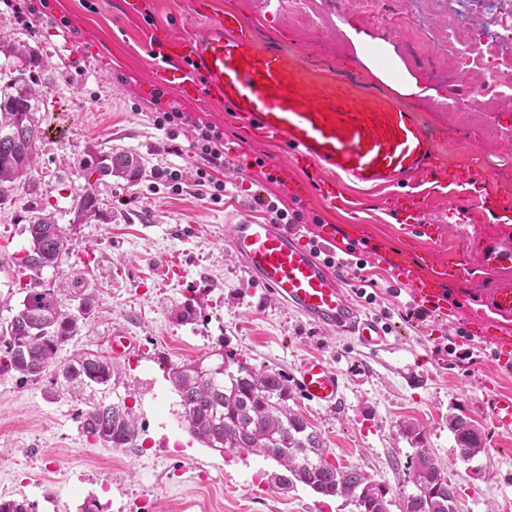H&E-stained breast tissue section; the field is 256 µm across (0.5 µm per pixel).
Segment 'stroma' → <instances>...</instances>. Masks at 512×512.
<instances>
[{
  "label": "stroma",
  "mask_w": 512,
  "mask_h": 512,
  "mask_svg": "<svg viewBox=\"0 0 512 512\" xmlns=\"http://www.w3.org/2000/svg\"><path fill=\"white\" fill-rule=\"evenodd\" d=\"M120 2L0 0V71H13L11 47L19 43L47 63L37 75L45 95L36 114L42 134L34 183L0 206V322L24 297L16 260L30 247L31 208L50 213L68 238L39 281L53 288L79 276L94 290L90 317L40 378L0 376V499L26 500L34 512H81L90 500L110 501L111 512H137L145 497L152 512H357L354 502L301 484L284 488L273 460L208 448L185 430L167 367L213 363L225 345L254 369L286 375L291 407L318 429L331 461L386 485L392 499L414 490L408 462L416 443L400 430L410 421L423 428L425 447L455 487L459 512H512V433L496 429L480 409L485 393L512 392V368L499 366L491 346L466 330L470 317L486 311L479 298L486 276L476 257L463 251L460 237L430 246L395 223L390 189L360 191L353 214L309 196L299 205L298 232L309 242L331 224L339 240L355 246L363 278L376 283L375 299L359 297L362 278L348 277L347 293L361 312L393 330V347L371 351L308 324L243 270L229 244L231 224L253 212L257 186L289 196L288 184L268 178L270 170L291 169L287 146L244 132L234 113L184 96L160 73L150 48L154 32L184 37L211 25L192 0H140L135 15ZM217 3L253 20L262 39L285 43L306 63L364 77L369 71L345 27L386 42L429 91L404 105L444 134L439 176L455 178L472 158L488 176L471 187L469 232L512 240V220L486 223L476 209L488 188L512 202V91L489 87L486 74L512 66V0H313L321 16L315 26L297 21L293 0ZM27 6L40 17L37 29L19 15ZM477 87L482 104L472 111L469 94ZM159 101L223 131L221 201L196 197V135L187 125L159 123ZM90 147L135 152L145 171L132 185L113 176L94 183L100 209L86 221L74 198L85 183L80 162ZM427 246L435 259L464 260L472 271L468 280L448 284V315L421 322L407 318L409 290L392 269ZM190 298L199 302L197 317L185 322L178 310ZM118 334L135 346L115 357L118 384L73 395L59 369L81 354L111 356ZM462 348L471 359L457 357ZM307 357L338 372L337 405L305 396L297 368ZM118 399L137 415L138 438L114 449L83 431L80 413ZM452 414L470 417L484 432L486 452L470 463L456 457Z\"/></svg>",
  "instance_id": "1"
}]
</instances>
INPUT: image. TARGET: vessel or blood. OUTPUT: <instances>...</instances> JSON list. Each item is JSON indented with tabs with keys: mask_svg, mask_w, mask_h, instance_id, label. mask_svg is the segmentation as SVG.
I'll list each match as a JSON object with an SVG mask.
<instances>
[{
	"mask_svg": "<svg viewBox=\"0 0 512 512\" xmlns=\"http://www.w3.org/2000/svg\"><path fill=\"white\" fill-rule=\"evenodd\" d=\"M197 12L212 23L203 34L175 39L161 33L153 50L164 69L179 72L188 95L234 112L259 136L284 142L291 159L306 170L317 195L332 206L342 204L349 185L366 190L396 187L390 214L399 224H416L425 237L435 227L420 221L422 184L436 169L442 135L425 125L419 114L395 104L372 83L336 71L305 64L282 46L264 41L250 20L236 12H215L213 0H194ZM451 196L457 206L450 223L464 221L468 191L465 179L478 177L468 165ZM486 220L512 217L493 191L483 196ZM229 244L246 270L277 299L308 321L329 331L357 336L366 347L390 346L387 328L363 316L347 295L342 275L331 270L314 247L285 224L245 216L232 224ZM488 279L480 297L490 312L512 317V243L485 238L476 248ZM457 262L438 267L434 279H409L414 304L447 311L445 282L466 280ZM308 399L332 406L340 399L337 373L324 360L311 358L299 369ZM481 408L495 426L512 431V394L485 395Z\"/></svg>",
	"mask_w": 512,
	"mask_h": 512,
	"instance_id": "vessel-or-blood-1",
	"label": "vessel or blood"
}]
</instances>
